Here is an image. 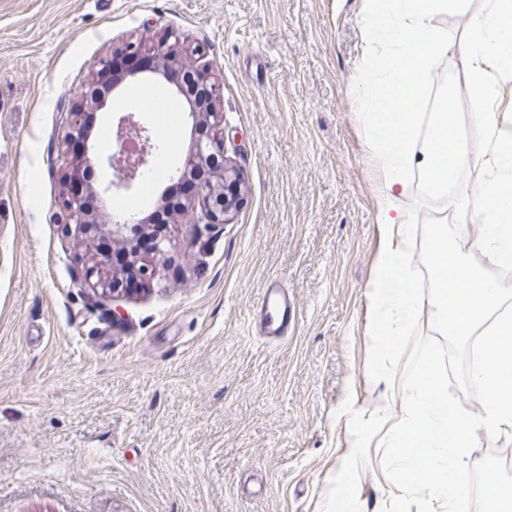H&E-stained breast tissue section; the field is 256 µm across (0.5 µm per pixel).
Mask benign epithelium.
<instances>
[{"label": "benign epithelium", "mask_w": 512, "mask_h": 512, "mask_svg": "<svg viewBox=\"0 0 512 512\" xmlns=\"http://www.w3.org/2000/svg\"><path fill=\"white\" fill-rule=\"evenodd\" d=\"M179 39L165 36L159 40L149 35L140 38L129 45L124 54L136 58L143 54L153 59V67L144 70L133 67L124 74V80L138 79L146 74L158 75L167 83L175 87L177 94L188 96L183 82L184 73L191 74L197 85L205 93V105L198 108L190 106L193 125L198 135L195 139L193 162L197 165H207L220 161L219 176L214 182H207L198 187L191 198L182 208L187 212L194 208L197 200H202L204 209L197 217L198 224H223L229 216L236 212L241 205V173L240 170L224 160V131L223 114L216 111L217 87L209 67L198 63H190L177 58L176 46ZM112 67V58L106 57L93 64L92 76L88 90L81 93L79 100L69 113L65 122L63 145L65 153H70L74 143L81 144L79 156L91 159L86 135L81 128L83 112L89 108L101 109L104 101L94 93L95 88L108 76ZM155 135L135 112H126L118 118L112 127V151L97 157L112 171V180L104 189L109 193L116 191H130L135 186L143 168L148 164L155 148ZM78 170L77 162H72L66 175L67 193L63 200L64 224L76 235L89 236L108 230L113 236L123 234L131 237L141 231L140 224H122L112 220L107 211L100 214H91L86 206L83 195L72 189V180Z\"/></svg>", "instance_id": "7a95c632"}]
</instances>
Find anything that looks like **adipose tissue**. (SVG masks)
<instances>
[{
  "label": "adipose tissue",
  "mask_w": 512,
  "mask_h": 512,
  "mask_svg": "<svg viewBox=\"0 0 512 512\" xmlns=\"http://www.w3.org/2000/svg\"><path fill=\"white\" fill-rule=\"evenodd\" d=\"M367 2L362 26L367 50L355 94L368 156L382 180L376 211L381 246L372 283L378 352H396L415 335L423 315L422 292L408 261L414 215L395 204L415 177L456 218L434 224L427 242L435 308L450 333L461 338L487 323L482 359L473 371L486 394L479 422L493 433L512 429V311L505 309L497 281L469 265L453 244L463 224H481L480 245L489 262L512 267V132L504 130L503 115L489 107L491 72L512 75V0H483L481 13L455 42L435 20L466 11L468 0ZM451 51L466 62L473 117L485 143L487 175L468 197L449 192L471 163L461 148L464 129L450 94L428 93L431 72Z\"/></svg>",
  "instance_id": "ef3b65f1"
}]
</instances>
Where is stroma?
<instances>
[{"instance_id":"1","label":"stroma","mask_w":512,"mask_h":512,"mask_svg":"<svg viewBox=\"0 0 512 512\" xmlns=\"http://www.w3.org/2000/svg\"><path fill=\"white\" fill-rule=\"evenodd\" d=\"M365 0H0V512H321L350 453L346 396L371 415L403 410L371 380V283L381 178L352 88ZM185 38L216 78L224 155L243 202L224 224L171 216L165 251L138 290L115 265L92 271L97 238L62 222L64 119L92 65L145 28ZM465 62L444 57L431 93L451 90L473 131ZM172 87L150 77L107 93L89 143L112 149L133 111L159 166L133 192L99 194L115 219L164 204L194 129L188 103L154 112ZM408 258L430 295L425 246L441 204L411 179ZM279 280L296 320L260 338L256 311ZM118 288L103 297L100 280ZM361 512L395 491L371 441Z\"/></svg>"}]
</instances>
